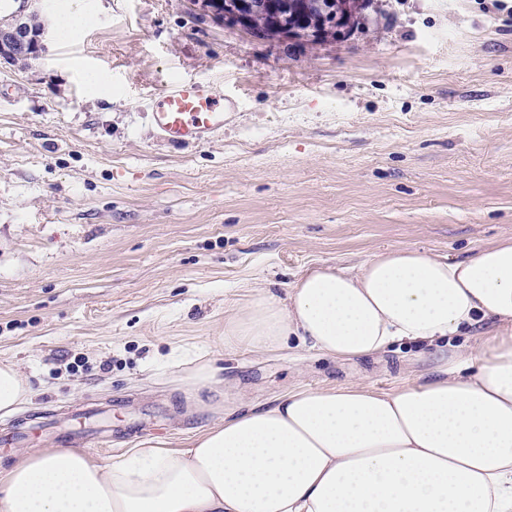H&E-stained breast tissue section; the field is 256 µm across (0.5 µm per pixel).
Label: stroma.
Returning a JSON list of instances; mask_svg holds the SVG:
<instances>
[{
    "mask_svg": "<svg viewBox=\"0 0 512 512\" xmlns=\"http://www.w3.org/2000/svg\"><path fill=\"white\" fill-rule=\"evenodd\" d=\"M372 0L318 44L227 28L191 0H68L89 15L29 65L0 62V363L32 402L24 441L87 405L112 444L181 447L224 412L298 387L419 381L413 347L338 362L222 342L253 289L409 247L457 259L512 237V0ZM101 79L90 90L88 75ZM223 91L222 134L170 147L152 107L175 81ZM221 384L180 379L198 360Z\"/></svg>",
    "mask_w": 512,
    "mask_h": 512,
    "instance_id": "35a3bbf8",
    "label": "stroma"
}]
</instances>
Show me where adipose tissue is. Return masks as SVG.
<instances>
[{
    "instance_id": "obj_1",
    "label": "adipose tissue",
    "mask_w": 512,
    "mask_h": 512,
    "mask_svg": "<svg viewBox=\"0 0 512 512\" xmlns=\"http://www.w3.org/2000/svg\"><path fill=\"white\" fill-rule=\"evenodd\" d=\"M486 321L491 339L449 352ZM292 339L339 361L408 342L435 366L389 391L299 387L179 448L27 452L0 466V512H512V239L461 259L402 247L350 274L314 269L285 300L254 292L224 321L228 346ZM32 395L0 363V416Z\"/></svg>"
}]
</instances>
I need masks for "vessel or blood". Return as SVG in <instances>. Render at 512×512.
I'll use <instances>...</instances> for the list:
<instances>
[{
  "label": "vessel or blood",
  "instance_id": "vessel-or-blood-1",
  "mask_svg": "<svg viewBox=\"0 0 512 512\" xmlns=\"http://www.w3.org/2000/svg\"><path fill=\"white\" fill-rule=\"evenodd\" d=\"M230 110L210 85L179 80L158 97L152 122L161 141L181 146L222 130Z\"/></svg>",
  "mask_w": 512,
  "mask_h": 512
}]
</instances>
